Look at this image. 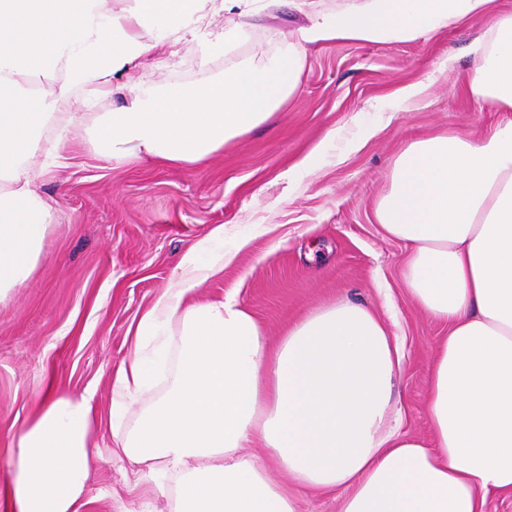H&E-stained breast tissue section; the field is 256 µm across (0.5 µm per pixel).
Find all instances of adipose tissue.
Returning a JSON list of instances; mask_svg holds the SVG:
<instances>
[{"label": "adipose tissue", "instance_id": "adipose-tissue-1", "mask_svg": "<svg viewBox=\"0 0 512 512\" xmlns=\"http://www.w3.org/2000/svg\"><path fill=\"white\" fill-rule=\"evenodd\" d=\"M491 2L353 0L309 14L306 0H126L117 10L112 0H0V299L41 260L51 212L31 160L46 128L63 140L81 120L89 102L77 89L108 95L117 74L158 61L169 40L208 59L261 13L306 14L275 53L191 86L128 83V102L95 119L113 161L197 164L287 104L309 48L416 41L485 17ZM220 13L230 23L216 31ZM472 50L469 92L503 119L485 138L408 145L375 211L408 248L414 299L448 328L430 364L428 437L389 422L403 355L372 309L323 306L272 341L235 296L191 302L231 257L189 255L135 327L108 419L119 454L175 476L173 512H300L303 491L338 492L337 512H485L488 494L512 495V14ZM91 411L87 398L47 394L14 434L0 512H79ZM255 441L265 455L247 454Z\"/></svg>", "mask_w": 512, "mask_h": 512}]
</instances>
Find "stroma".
I'll return each mask as SVG.
<instances>
[{
	"instance_id": "35a3bbf8",
	"label": "stroma",
	"mask_w": 512,
	"mask_h": 512,
	"mask_svg": "<svg viewBox=\"0 0 512 512\" xmlns=\"http://www.w3.org/2000/svg\"><path fill=\"white\" fill-rule=\"evenodd\" d=\"M300 21L280 9L205 64L194 47L169 44L162 62L136 76L159 88L194 84L282 45ZM486 28L463 21L413 42L316 46L283 110L201 164L113 162L88 119L71 143L46 145L44 155L58 162L37 184L54 211L43 257L0 301V481L12 469L15 431L51 382L94 409L95 456L80 512H169L173 480L113 451L114 373L131 354L140 317L218 226L237 253L197 298L236 296L272 338L333 302L370 307L405 354L392 407L404 431L427 436L429 367L447 330L411 295L407 250L375 209L410 142L441 132L480 136L497 125L499 113L468 92L471 45ZM420 82L427 89L409 108L390 105L398 89ZM303 159L309 169L297 170Z\"/></svg>"
}]
</instances>
